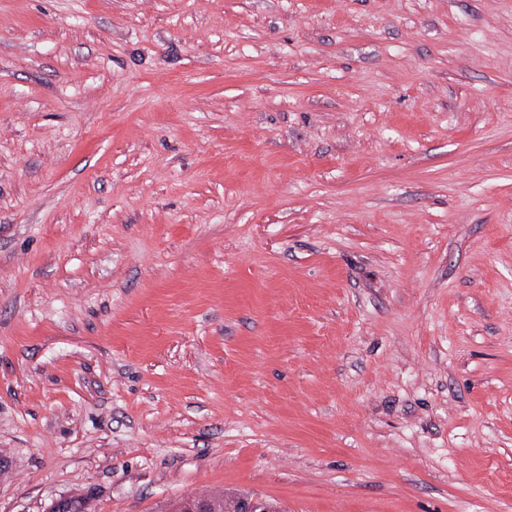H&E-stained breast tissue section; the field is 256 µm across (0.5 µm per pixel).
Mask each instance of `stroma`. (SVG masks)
<instances>
[{"label": "stroma", "instance_id": "1", "mask_svg": "<svg viewBox=\"0 0 512 512\" xmlns=\"http://www.w3.org/2000/svg\"><path fill=\"white\" fill-rule=\"evenodd\" d=\"M512 512V0H0V512ZM210 500L215 507L214 512H234L235 498L224 499L223 497H212ZM211 501L201 497H185L175 502L170 512H212ZM225 501V502H224ZM230 502L229 503H226ZM234 508V511H230Z\"/></svg>", "mask_w": 512, "mask_h": 512}]
</instances>
